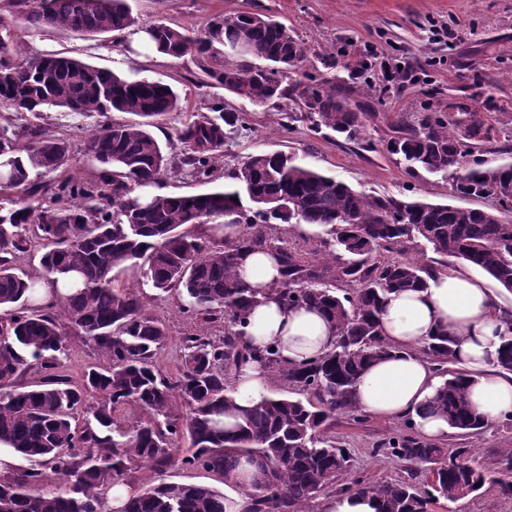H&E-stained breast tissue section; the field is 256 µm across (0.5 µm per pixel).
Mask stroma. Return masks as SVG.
Masks as SVG:
<instances>
[{
    "mask_svg": "<svg viewBox=\"0 0 512 512\" xmlns=\"http://www.w3.org/2000/svg\"><path fill=\"white\" fill-rule=\"evenodd\" d=\"M134 26L145 29L156 23L177 24L203 30L213 19L240 11H258L292 28L305 49L304 70L328 84L352 87L353 100H363L365 90L386 85L378 117L366 123L363 144L346 141L329 129L313 132L302 120V103L297 88L275 105H255L203 85V73L196 57L159 56L144 49H132L129 40L116 34L94 38L68 31L36 28L28 21L29 8L23 0H0V19L23 42L26 56L47 54L72 56L118 73L141 72L171 84L181 97L179 110L168 113L153 133L161 143L170 144V164L158 186L162 194L204 192L205 184L187 176L180 166V132L193 116L206 114L209 102L223 98L226 107L242 112L246 127L221 148L219 169L240 166L250 155L271 150L294 154L300 161L372 195L418 197L430 202H450L449 181L427 173L410 177L398 157L388 154L385 143L389 124L399 112H443L456 101L477 112L497 118L512 115V0H128ZM446 27L447 38L435 36ZM405 65L410 77L386 81L389 68ZM121 112L108 116L81 115L53 109L33 117L0 106V128L17 132L41 125L65 138L69 153L63 165L74 179L93 178L98 166L85 150L87 137L107 122L124 120ZM148 307L165 323L169 339L158 350L157 362L168 375H177L183 352L179 339L185 332L206 329L209 336L224 333L221 324L203 325L184 313V299L158 294L141 284ZM100 353L76 334H69L61 357L60 373L80 381L89 367L103 365ZM401 421L367 417L357 423L340 416L334 432L337 441L349 448L355 471L370 481L403 476L401 464L385 455H373L377 443L398 434ZM448 449L468 448L489 471L497 475V458L512 448V424H499L482 435L450 431L440 442ZM221 486V479L202 470L172 468L158 471L140 466L130 483L137 490L161 480Z\"/></svg>",
    "mask_w": 512,
    "mask_h": 512,
    "instance_id": "stroma-1",
    "label": "stroma"
}]
</instances>
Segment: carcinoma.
<instances>
[{
	"label": "carcinoma",
	"mask_w": 512,
	"mask_h": 512,
	"mask_svg": "<svg viewBox=\"0 0 512 512\" xmlns=\"http://www.w3.org/2000/svg\"><path fill=\"white\" fill-rule=\"evenodd\" d=\"M36 26L96 36L129 29L127 0H32ZM243 42L246 53L228 48ZM144 48L164 56H197L204 76L256 104L284 97V83L306 63L296 33L252 11L218 16L200 33L172 24L152 27ZM300 92L310 128L330 129L361 141L365 122L377 117L371 94L351 103L338 89L305 74ZM0 103L15 112L67 109L82 114L124 112L139 117L109 123L87 141L98 176L43 179L65 162L66 140L44 128L18 135L0 131V191L20 190L38 204H0V442L28 466L0 478V512H225L224 492L194 483L163 482L108 506L113 488L129 484L143 464L202 469L233 485L240 459L258 458L264 477L247 493L246 512H309L322 493L376 494L384 512H430L441 499L454 502L493 490L512 497V481L494 479L467 448L450 452L419 436L414 424L373 448L404 464L407 476L366 481L352 473L350 456L331 434L338 415H366L354 392L367 366L393 348L381 332L379 312L389 294L428 287L448 267L445 257L477 267L512 291V162L489 157L499 126L481 112H401L390 123L387 151L407 170L449 178L452 194L492 202L486 209L369 196L283 151L251 155L221 172L215 152L238 130L239 114L215 98L208 111L179 136L180 163L212 185L194 195H154L169 165L151 131L155 120L180 107L173 88L149 76L100 70L69 57L24 56L10 29L0 35ZM236 212L238 238L202 239L186 230L190 216L203 220ZM319 224L328 238L297 250L289 224ZM41 241L42 272L32 277L15 258L30 247L28 225ZM423 246L442 257L433 266L413 253ZM271 250L281 279L273 288L288 308H313L336 323V345L317 360L284 366L274 345L262 350L242 337L258 289L240 275L243 251ZM138 274L161 293L188 298L186 312L224 323V336H182V368L172 378L156 351L167 339L164 322L148 311L140 292L121 278ZM72 289L42 302L40 284ZM91 341L106 364L73 383L59 374L69 331ZM456 337L440 328L419 349L445 382L432 409L450 428L484 433L472 409L465 373L450 367ZM269 370L267 396L238 407L232 376L248 360ZM36 367L40 378L23 390L16 378ZM496 366L512 373V335L502 337ZM181 401L185 411L173 409ZM84 417L83 424L77 423ZM234 422L226 424L224 418ZM188 450L181 452L182 445Z\"/></svg>",
	"instance_id": "1"
}]
</instances>
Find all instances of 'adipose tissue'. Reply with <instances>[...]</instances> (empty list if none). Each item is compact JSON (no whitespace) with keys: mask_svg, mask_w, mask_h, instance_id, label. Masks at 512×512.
I'll return each instance as SVG.
<instances>
[{"mask_svg":"<svg viewBox=\"0 0 512 512\" xmlns=\"http://www.w3.org/2000/svg\"><path fill=\"white\" fill-rule=\"evenodd\" d=\"M239 271L252 287L267 292L280 278L279 265L267 251L242 254ZM249 321L248 342L259 349L275 344L280 361L287 365L307 363L335 345L336 327L329 318L316 310L283 308L269 294L252 307ZM380 321L398 354L374 362L362 376L355 401L363 411L411 420L431 441L447 436V420L427 411L442 379L416 353L443 327L457 338L455 358L466 372V391L475 412L490 425L512 415V373L495 365L501 335L512 325V307H506L488 281L463 268L438 271L427 288L392 293ZM270 384L264 366L248 365L234 380L236 404H255L267 395Z\"/></svg>","mask_w":512,"mask_h":512,"instance_id":"obj_1","label":"adipose tissue"}]
</instances>
